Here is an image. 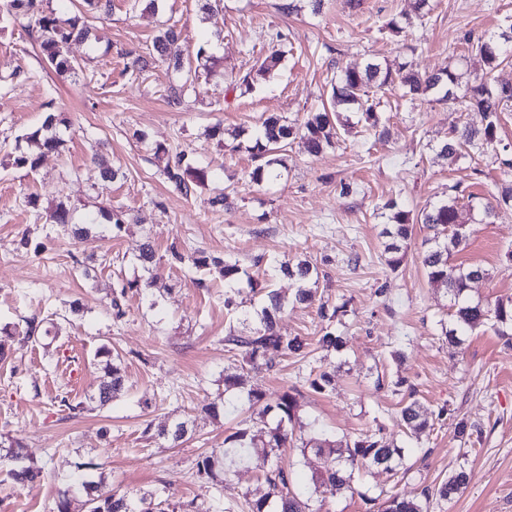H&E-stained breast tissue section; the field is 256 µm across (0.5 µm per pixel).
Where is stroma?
<instances>
[{"label": "stroma", "instance_id": "35a3bbf8", "mask_svg": "<svg viewBox=\"0 0 512 512\" xmlns=\"http://www.w3.org/2000/svg\"><path fill=\"white\" fill-rule=\"evenodd\" d=\"M283 2L223 0L207 13L203 0H162L152 13L142 0H112L109 15L90 20V39L70 43L79 68L65 76L46 64L26 18L0 19V350L6 355L0 438L20 440L47 471L29 489L0 482V512H56L59 487L89 459L102 464L112 487L188 503L191 512H216L221 503L246 512L245 495L262 489L266 466L257 458L236 468L222 491L196 469L201 454L223 447L237 429L239 413L215 420L202 406L223 397L225 375L238 371L241 357L227 350L224 338L242 330L244 313L259 309L261 295L244 282L226 289L219 278L199 287L194 270L172 260L173 245L235 260L285 296L294 285L283 276L267 279L268 260H312L323 302L344 305L330 324L316 306L288 308L280 330L306 338L307 356L273 354L247 379L270 399L299 390L298 415L312 430L344 442L369 430L404 447L397 472L354 473L350 490L335 495L311 482L323 457L293 444L280 449L282 466L296 473L303 499L316 512H367V499L396 491L417 495L459 469L467 473L465 489L453 500H432L429 512H512V343L479 328L462 346L448 344L440 326L448 295L425 275L428 231L420 222L450 185L461 184L468 237L453 261L483 267L485 278L469 288L473 298L492 304L512 297L506 255L512 210L488 220L467 208L468 196L491 197L512 181L503 165L512 160V107L498 128L509 146L504 155L486 152L451 165L439 154L450 126H482V113L413 100L396 86L373 87L378 128L352 113L349 132L319 155L294 141L284 153L282 178L263 187L244 176L255 165L247 146L232 151L206 135L217 123L230 132L268 115L303 120L327 102L332 77L371 60L419 72L451 67L471 85H512V58L489 69L467 42L497 32L512 15V0H429L420 11L415 0H363L357 10L347 0H326L316 15L306 5L284 12ZM392 19L400 22L401 37L385 32ZM166 26L179 32L188 63L202 39H210L225 74L251 70L282 41L289 53L252 92H226L216 76L177 104L169 96L177 74L167 63L137 75L126 70ZM51 111L69 120L61 132L64 148L43 155L36 169L16 167L18 136ZM158 144L172 153L193 152L212 170L208 183L187 198L171 192L161 174L164 162L153 152ZM98 155L118 168L114 181L102 179ZM223 191L228 206L212 207L211 198ZM33 194L39 197L34 207L28 203ZM391 199L413 222L394 270L381 236ZM61 200L74 223H102L106 210L123 224L104 237L73 239L69 228L46 221ZM25 236L30 243L23 247ZM147 239L156 256L145 268L137 255ZM146 278L153 282L149 290L123 291L124 283ZM228 295L231 310L224 307ZM74 303L79 313H71ZM35 314L55 317L58 335L50 346L22 336L26 318ZM328 329L343 337L340 351L319 348ZM104 345L121 358L126 390L99 408L89 397L102 376L94 355ZM330 363L339 367L335 389L313 391L310 380ZM412 399L430 417L410 440L398 414ZM78 403L83 411H75ZM462 419L480 427L467 441L455 434ZM181 420L194 426L178 447L145 432L148 424Z\"/></svg>", "mask_w": 512, "mask_h": 512}]
</instances>
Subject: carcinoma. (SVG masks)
I'll use <instances>...</instances> for the list:
<instances>
[{
	"instance_id": "carcinoma-1",
	"label": "carcinoma",
	"mask_w": 512,
	"mask_h": 512,
	"mask_svg": "<svg viewBox=\"0 0 512 512\" xmlns=\"http://www.w3.org/2000/svg\"><path fill=\"white\" fill-rule=\"evenodd\" d=\"M42 0H7V11L16 12L29 19L35 28L46 52L47 64L61 76L76 70V63L70 59L65 47L73 40H85L89 30L81 26L78 20L60 19L52 12L40 9ZM112 9L111 0H81V10L87 15L107 14ZM180 34L172 27L159 31L152 45V54L138 55L127 64V70L140 72L149 67L150 61L160 58L173 62L174 70H183L180 50ZM512 43V21L497 34H490L477 39L476 50L489 68L494 69L500 61L509 56L502 48L505 43ZM284 52L275 49L267 55L256 70V75L267 77L274 74L281 66ZM196 64L186 70L184 81L170 87L171 99L178 103L186 92L195 90L199 78L224 75L222 58L211 52L210 47L198 48ZM398 83L408 89L412 95H433L436 101L464 100V103L476 107L483 112L485 125L480 129L466 124L450 127L448 141L440 148V154L455 162L466 151L481 149L494 144L497 140L499 124L498 113L512 102V85H501L492 90L484 84L471 85L457 95L460 89V74L448 69L440 73L416 74L403 69L393 71L369 63L364 70H349L340 76L332 85V112H312L304 123L296 126L279 116H269L256 125L253 132V145L250 147L252 157L257 164L248 173L250 180L261 186L277 181L281 177L280 167L284 166L279 152L288 144V140L296 135L304 140L307 151L311 154L320 153L331 144V128L345 126L341 111L352 106L361 112L362 119L377 124L376 111L369 103L368 89H379ZM64 119L50 113L46 115L40 128L26 134L39 144L42 152H52L62 145L57 133V126ZM162 174L172 192L189 197L195 187L204 184L209 178V171L197 164L193 154L180 152L168 160ZM512 207V186L502 189L494 200L483 203L486 216L496 214L497 209ZM386 208L391 211L390 224L386 225L384 235L387 238L384 251L387 263L397 269L401 263L404 243L411 234L409 212L400 208L398 203L390 201ZM421 223L425 224L430 234L423 240L421 263L429 282L441 285L448 290L450 304L448 306L449 324L442 325V334L448 342L456 346L461 344V337L468 335L479 327H488L499 336L512 335V297L500 298L494 304L472 301L468 295L474 277H484L485 270L479 265H454L452 256L466 241L465 224L458 206V197L448 195L432 205L431 209L421 215ZM174 261L188 263L198 270L217 272L224 278V284L230 288L241 279L239 264L226 260L221 262L210 259L199 253H185L178 248L171 249ZM271 276L282 274L296 285L294 301L297 303H313L316 301L319 271L317 266L304 259L295 263L274 262L270 264ZM262 304L256 312V323L248 331L240 334L229 333L225 344L229 351H239L242 355L243 368L257 370L267 364L271 353L300 354L306 349L307 343L300 336H285L277 327L276 317L286 307L281 294L268 287H261ZM49 318L33 316L25 321L24 338L39 343L50 335L45 324ZM96 357L103 363L104 375L91 396V400L100 406L112 402L124 390V376L116 359L111 357L110 350L99 348ZM336 385V366L320 371L309 383L312 390L324 392L332 390ZM238 390L246 392L244 401L248 404L249 415L240 421V428L224 438V448L220 452L212 451L200 455L196 463L197 472L219 487H224L228 476L238 466L248 462L255 456L273 459V463L265 475L266 491L245 500L247 512H319L311 508L293 489L291 472L283 467L278 460L279 449L285 448L293 439L295 429H303L304 425L298 416V401L291 391L282 393L277 399L268 401L265 396L253 389H245V382L240 376L224 378V392ZM399 422L404 434L412 439L428 425L427 412L417 401L407 403L399 413ZM188 433V423L178 422L164 426L158 436L177 445ZM301 447H312L316 454L326 458V465L315 476L313 484L330 492L338 493L350 488L353 472L382 467L394 470L404 457V448L386 446L372 434H361L345 449H336L335 442L327 437H312L308 440L299 437ZM6 457L11 466L6 470L5 481L13 487L22 489L41 481L44 470L36 463L29 461L22 453L19 442L10 443ZM101 469V464L92 460L76 464V470L64 487L58 491V512H69L70 499L73 494L82 492L89 503L88 512H177L171 508L167 500L142 495L134 497L118 488L106 485L103 481L90 479L91 472ZM467 475L460 469L448 476L433 489H424L421 497H408L394 493L372 503L369 512H426L424 502L436 497L450 500L465 486Z\"/></svg>"
}]
</instances>
